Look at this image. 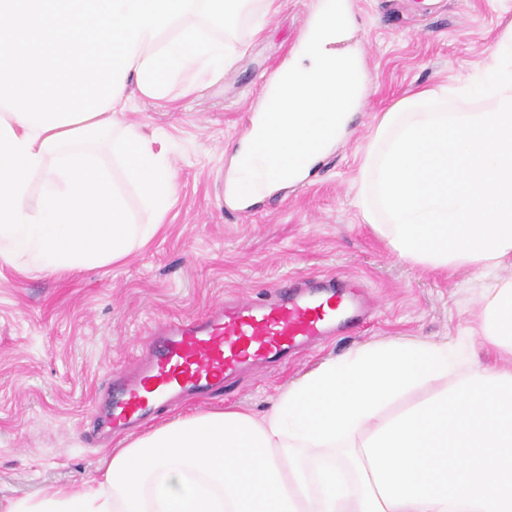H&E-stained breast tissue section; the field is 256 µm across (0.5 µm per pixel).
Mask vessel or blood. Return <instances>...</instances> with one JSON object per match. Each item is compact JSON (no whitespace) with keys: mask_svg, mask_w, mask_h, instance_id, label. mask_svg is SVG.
Returning <instances> with one entry per match:
<instances>
[{"mask_svg":"<svg viewBox=\"0 0 512 512\" xmlns=\"http://www.w3.org/2000/svg\"><path fill=\"white\" fill-rule=\"evenodd\" d=\"M361 285L336 279L284 284L266 299L237 297L202 317L168 320L151 338L132 382L113 381L101 427L121 429L172 397L205 393L248 364L276 362L365 317Z\"/></svg>","mask_w":512,"mask_h":512,"instance_id":"1","label":"vessel or blood"}]
</instances>
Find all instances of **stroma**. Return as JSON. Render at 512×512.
I'll use <instances>...</instances> for the list:
<instances>
[{"label": "stroma", "mask_w": 512, "mask_h": 512, "mask_svg": "<svg viewBox=\"0 0 512 512\" xmlns=\"http://www.w3.org/2000/svg\"><path fill=\"white\" fill-rule=\"evenodd\" d=\"M354 24L339 47L359 54L368 93L345 136L303 183L281 187L239 216L226 195L266 78L289 60L317 0H249L230 39L223 75L165 100L128 85L122 118L145 137L167 134L176 185L162 230L120 264L70 274L0 267V512L48 485L88 480L120 438L99 442L98 392L147 346L153 323L198 317L225 299L264 296L302 276L356 279L375 300L359 328L157 421L234 406L262 415L288 383L328 359L391 339L448 343L461 361L500 364L466 328L482 294L512 266L427 271L400 258L364 223L355 199L364 151L382 112L416 89L455 86L475 74L506 26L495 0H349ZM266 18L256 31L258 18Z\"/></svg>", "instance_id": "stroma-1"}]
</instances>
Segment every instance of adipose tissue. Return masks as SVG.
I'll return each mask as SVG.
<instances>
[{"label":"adipose tissue","mask_w":512,"mask_h":512,"mask_svg":"<svg viewBox=\"0 0 512 512\" xmlns=\"http://www.w3.org/2000/svg\"><path fill=\"white\" fill-rule=\"evenodd\" d=\"M483 300L473 332L512 354V282ZM490 373L457 369L444 342L366 345L290 382L263 416L228 407L171 419L111 449L93 480L44 487L8 512H415L384 503L364 442L402 395ZM318 449L333 459L309 466Z\"/></svg>","instance_id":"1"}]
</instances>
